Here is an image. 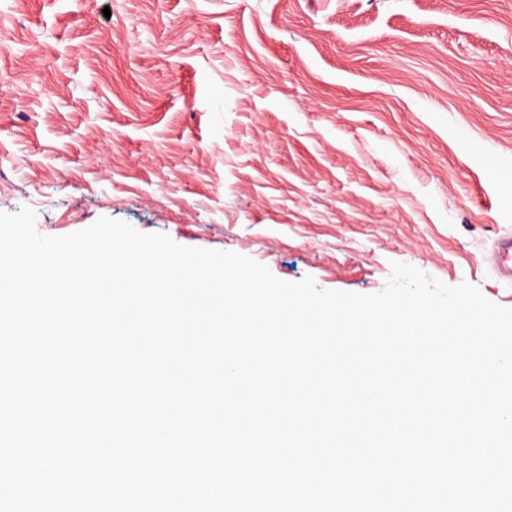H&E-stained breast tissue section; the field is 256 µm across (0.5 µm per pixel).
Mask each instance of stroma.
I'll return each mask as SVG.
<instances>
[{"instance_id": "35a3bbf8", "label": "stroma", "mask_w": 512, "mask_h": 512, "mask_svg": "<svg viewBox=\"0 0 512 512\" xmlns=\"http://www.w3.org/2000/svg\"><path fill=\"white\" fill-rule=\"evenodd\" d=\"M482 140L474 153L471 140ZM512 0H0V212L512 307ZM493 257L499 275L512 280V237L496 240Z\"/></svg>"}]
</instances>
